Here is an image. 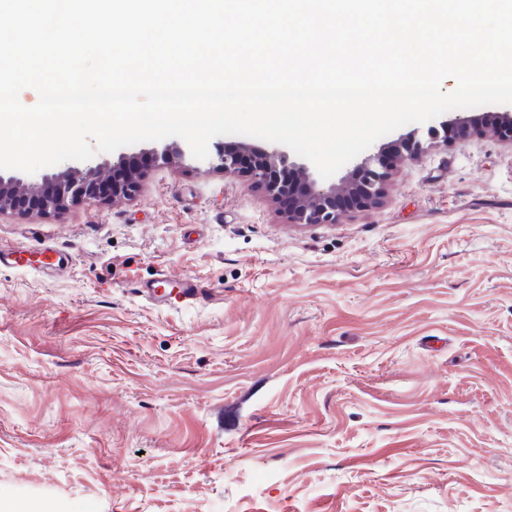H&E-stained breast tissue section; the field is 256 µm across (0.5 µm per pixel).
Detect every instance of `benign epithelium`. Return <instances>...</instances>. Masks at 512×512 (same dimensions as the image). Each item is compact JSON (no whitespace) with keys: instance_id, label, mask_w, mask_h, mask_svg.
Masks as SVG:
<instances>
[{"instance_id":"obj_1","label":"benign epithelium","mask_w":512,"mask_h":512,"mask_svg":"<svg viewBox=\"0 0 512 512\" xmlns=\"http://www.w3.org/2000/svg\"><path fill=\"white\" fill-rule=\"evenodd\" d=\"M490 129L499 141L512 145V108L492 113V116L456 113L452 123L431 132L433 141H448L450 130L474 131L484 134L482 127ZM424 150V144L413 142L403 155L394 149L390 152L370 154L339 183L325 185L314 177L310 167L292 161L288 152L281 148L258 152L242 144L238 151L230 153L222 149L209 159L210 168L224 173L226 178L247 176L255 187L276 199L278 175L282 167L292 168L304 183L305 191L284 215L290 224H337L347 212L361 211L376 206L384 193V185L395 162L415 156ZM153 164L172 160L182 164L192 158L189 146L172 152L168 148L147 152ZM145 171L134 160L120 158L107 165L97 163L84 167L69 166L62 171L46 174L38 183H28L17 174L0 173V213L10 210H26L38 213H55L82 198L98 200L129 199L136 194Z\"/></svg>"}]
</instances>
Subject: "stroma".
I'll use <instances>...</instances> for the list:
<instances>
[{"mask_svg":"<svg viewBox=\"0 0 512 512\" xmlns=\"http://www.w3.org/2000/svg\"><path fill=\"white\" fill-rule=\"evenodd\" d=\"M0 502L50 512H512V146L398 163L288 224L248 178L0 214ZM206 286L158 304V271ZM32 254L20 247L0 248V266L32 268L35 265L31 259Z\"/></svg>","mask_w":512,"mask_h":512,"instance_id":"stroma-1","label":"stroma"}]
</instances>
